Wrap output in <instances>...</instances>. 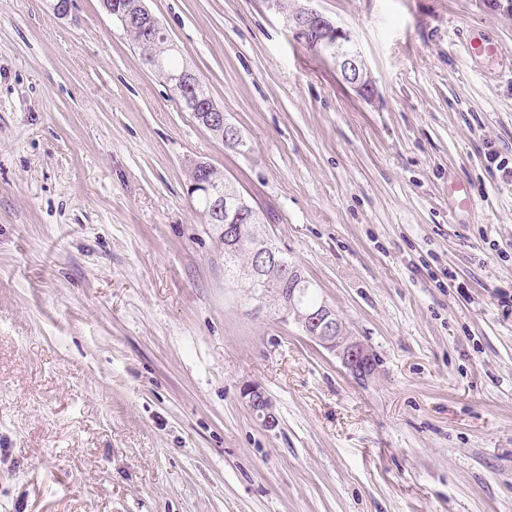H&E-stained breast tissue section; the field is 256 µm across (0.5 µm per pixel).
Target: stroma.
I'll return each mask as SVG.
<instances>
[{
  "label": "stroma",
  "mask_w": 512,
  "mask_h": 512,
  "mask_svg": "<svg viewBox=\"0 0 512 512\" xmlns=\"http://www.w3.org/2000/svg\"><path fill=\"white\" fill-rule=\"evenodd\" d=\"M145 4L246 151L100 0H0V512H512V0H310L367 99L264 0ZM199 160L373 353L368 380L225 277ZM198 91L210 96L203 84ZM201 94L195 91L194 97H188L184 101V109L191 112L196 122L214 137L224 142L225 146L243 151L240 146L245 143V139L241 131L227 121L224 111L216 105L212 98L209 99ZM242 395L251 413L265 430L273 431L279 426L273 402L261 387L247 386Z\"/></svg>",
  "instance_id": "1"
}]
</instances>
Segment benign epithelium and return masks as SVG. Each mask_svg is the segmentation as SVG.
<instances>
[{
	"mask_svg": "<svg viewBox=\"0 0 512 512\" xmlns=\"http://www.w3.org/2000/svg\"><path fill=\"white\" fill-rule=\"evenodd\" d=\"M101 4L123 27L134 21L148 33L162 29L160 21L146 8L144 0H101ZM287 25L306 49L334 59L336 70L345 83L362 96L371 95L370 72L359 52L351 48L349 32L332 23L321 12L304 5L296 7ZM166 81L190 90L199 87L197 74L187 66L179 74L166 77ZM184 109L224 145L238 150L245 143L241 131L227 121L224 111L214 100L197 93L184 101ZM196 165L200 172L189 185L190 194L206 201L209 220L220 226L224 240L236 245L240 224L247 225L253 246L252 261L239 268V277L253 283L260 281L268 284L286 270L294 281V286L286 293L264 290L254 294L253 299L258 306L274 308L281 321L295 323L311 341L332 352L354 379L367 380L374 372L373 355L359 340L347 334L330 305L325 302L313 308L303 305L301 294L304 289L313 287V283L296 266L286 265L282 252L268 238L264 230L265 222L259 212L231 180L222 174L212 173L214 165L204 161H198ZM243 398L265 430L273 431L279 426L273 402L261 387H245Z\"/></svg>",
	"mask_w": 512,
	"mask_h": 512,
	"instance_id": "1",
	"label": "benign epithelium"
}]
</instances>
